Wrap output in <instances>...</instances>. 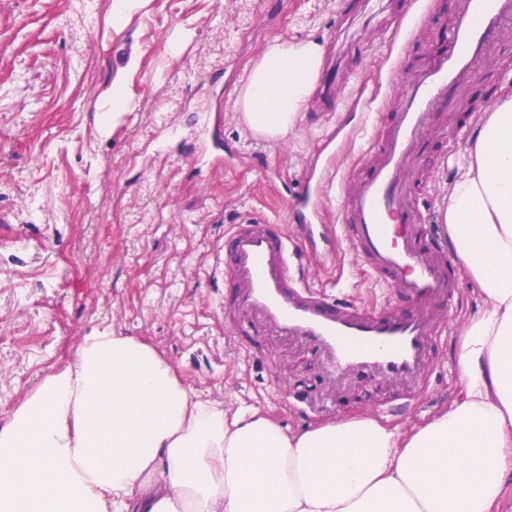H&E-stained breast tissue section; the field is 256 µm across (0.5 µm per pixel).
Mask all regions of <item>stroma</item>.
Segmentation results:
<instances>
[{
	"mask_svg": "<svg viewBox=\"0 0 512 512\" xmlns=\"http://www.w3.org/2000/svg\"><path fill=\"white\" fill-rule=\"evenodd\" d=\"M426 2L430 16L405 33L395 20L409 0H135L118 22L112 0H0V427L108 327L153 347L202 399L229 413L260 410L287 431L385 400L368 375L327 396L310 349L260 327L245 340L258 351L245 366L224 317L220 258L229 225L286 223L309 159L327 146L335 171L321 214L341 223L343 182L362 170L394 110V72L410 75L445 46L455 0ZM277 39L320 43V77L337 85L330 99L314 92L270 142L234 101ZM495 53L494 67L437 113L443 136L417 163L413 190L434 223L485 112L512 98V27L497 33ZM343 115L349 126L329 141ZM460 126L465 137L449 145ZM336 254L317 270L324 289L360 303L383 296L344 239ZM481 310L475 283L461 276L436 386L385 425L407 429L448 408L461 387L460 330ZM289 383L308 391L314 413L286 408Z\"/></svg>",
	"mask_w": 512,
	"mask_h": 512,
	"instance_id": "1",
	"label": "stroma"
}]
</instances>
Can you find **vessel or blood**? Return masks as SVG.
<instances>
[{"instance_id": "b4317fda", "label": "vessel or blood", "mask_w": 512, "mask_h": 512, "mask_svg": "<svg viewBox=\"0 0 512 512\" xmlns=\"http://www.w3.org/2000/svg\"><path fill=\"white\" fill-rule=\"evenodd\" d=\"M512 25V0H457L446 52L402 80L397 108L361 173L346 180L341 226L317 221L315 202L329 162H313L305 188L293 196L290 228L258 220L224 231V278L233 285L226 320L236 334L246 317L277 335L311 346L328 384L358 373L414 397L428 384L436 347L448 340L447 311L455 292L454 264L444 235L424 223L406 186L419 152L435 133L434 114L494 61L492 39ZM343 237L381 287L405 297L391 303L332 299L309 282L296 238L316 260L333 259L330 244Z\"/></svg>"}]
</instances>
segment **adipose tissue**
I'll list each match as a JSON object with an SVG mask.
<instances>
[{
    "instance_id": "ef3b65f1",
    "label": "adipose tissue",
    "mask_w": 512,
    "mask_h": 512,
    "mask_svg": "<svg viewBox=\"0 0 512 512\" xmlns=\"http://www.w3.org/2000/svg\"><path fill=\"white\" fill-rule=\"evenodd\" d=\"M322 65L315 41H273L235 107L281 138ZM469 154L446 225L483 310L461 331L448 409L406 430L358 415L287 433L201 400L148 344L103 330L0 427V512H494L512 479V99Z\"/></svg>"
}]
</instances>
